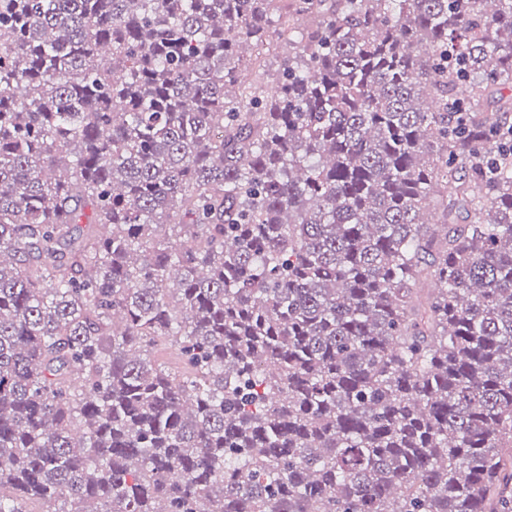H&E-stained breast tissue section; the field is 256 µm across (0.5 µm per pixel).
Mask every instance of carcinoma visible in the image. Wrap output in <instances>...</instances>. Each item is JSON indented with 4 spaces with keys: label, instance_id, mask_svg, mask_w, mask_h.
Returning a JSON list of instances; mask_svg holds the SVG:
<instances>
[{
    "label": "carcinoma",
    "instance_id": "cac0c4a2",
    "mask_svg": "<svg viewBox=\"0 0 512 512\" xmlns=\"http://www.w3.org/2000/svg\"><path fill=\"white\" fill-rule=\"evenodd\" d=\"M280 2L0 0V512H512V0ZM285 52L277 44L273 50L263 56V66L261 68L255 65H249L242 68L239 72V79L243 86L262 84L265 88L271 89L276 86L280 58Z\"/></svg>",
    "mask_w": 512,
    "mask_h": 512
}]
</instances>
